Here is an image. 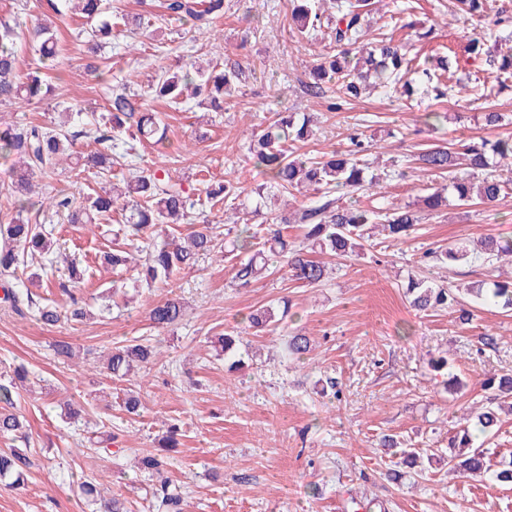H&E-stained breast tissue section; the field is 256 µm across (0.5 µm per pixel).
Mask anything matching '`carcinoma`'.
Instances as JSON below:
<instances>
[{"instance_id":"1","label":"carcinoma","mask_w":512,"mask_h":512,"mask_svg":"<svg viewBox=\"0 0 512 512\" xmlns=\"http://www.w3.org/2000/svg\"><path fill=\"white\" fill-rule=\"evenodd\" d=\"M293 4L292 20L296 23L297 35L309 39L322 27H331V37L343 48L340 55L330 61L313 64L311 82L306 86L307 94L320 98L324 95V83L336 81L338 98L344 102L360 97L362 87L370 77L384 87L394 82H403L404 93L413 94L410 81L403 76L411 71L420 73L427 80L451 79L460 70L471 71L475 63L484 59L496 67L498 90L512 86V46L498 47L494 51L483 50L484 42L469 37L461 42L459 49H448L438 57L436 66L428 62H415L408 57L406 44L395 38L398 18L390 16L386 26L390 34L369 42L359 50L357 57L349 56V47L359 43L364 33L365 14L361 3L343 4V0H290ZM77 4L93 37L106 36L112 32L108 0H60L50 4L56 15ZM462 18L489 19L497 25L502 22L500 12L494 10L489 0H457ZM224 9V0H168L166 10L169 19L190 20L195 28L205 34L211 31L214 19ZM32 29L39 38L36 51L42 62L47 63L57 55L54 21L38 19ZM15 27L0 25V99L30 101L44 98L52 93V87L40 75H28L22 80L18 75L19 60L14 50ZM239 80L236 70H221L219 65L199 66L177 71L165 70L151 86L155 96L163 98L172 106L189 99L197 100L201 106L212 100ZM140 94L130 91L128 84L112 92L109 98V116L103 125L86 131L81 113H66L67 120L52 128L41 124L17 125L0 122V152L14 159L12 177L14 186L20 191L32 187V179L40 174L54 172L60 156L72 147L80 136L89 137L99 145L90 155L93 165L103 171H111L112 139L127 131L126 124L136 125L134 135L141 140L158 145L166 140L162 121L154 115H142ZM314 133L313 119L309 113L284 112L272 121L264 132L253 140L249 148L250 159L255 166L268 175L269 188L278 193L293 189L310 191L317 199L295 209L290 215L281 217V224H296L302 229L299 243L288 242L280 224H269L258 230L244 226L233 249L239 262L235 266L233 279L239 286L272 276L280 271L277 264L288 268L291 277L307 286H316L326 275L324 265L313 258L320 250L338 259L359 256L365 247L370 226L379 225L387 237L400 241L410 235L420 217L410 206L364 208L345 205L333 197V189L358 190L365 186L367 163L360 158L364 147L359 140L354 148L346 151L334 150L329 158L315 160L302 157L294 151V142L303 141ZM419 161L429 171L448 174V188L460 204L479 201L493 203L512 190V137L496 140L482 139L453 151L446 147H434L419 155ZM465 165L469 173L457 175L459 166ZM135 193L143 202L136 205L124 225L125 234L141 240L147 232L161 224H180L188 217L187 196L181 184L168 175L146 170L126 183V191L114 193L102 191L89 199L88 205L79 215L71 218L74 224H98L106 220L116 208L119 199ZM206 199L234 200L237 187L226 181L209 184L205 188ZM52 233L42 224L20 216L8 223L0 224V277L15 276L20 267L28 266L35 256L45 257L51 252ZM224 253V242L208 226L193 231L188 242L182 244L173 238L154 241L145 250L142 258H135L127 251L114 249L103 255V264L117 270L132 268L137 271V281L152 286L166 282L171 275L191 268L202 257ZM480 253L490 259L500 260L512 256V240L493 237L481 239ZM425 255L435 258L443 266H452L467 261L473 252L469 245L450 244L444 248L430 250ZM467 294L477 301L493 304L505 313L512 312V282L482 281L467 289ZM406 298L410 306L420 311L448 309L458 313V318L470 320V303L460 294L442 285L426 281L422 277L409 276ZM4 302L15 314L34 316L38 321L53 325L60 319L56 306L46 303L28 288H7ZM184 305L178 298H170L155 305L149 318L156 328H169L179 324L184 317ZM249 326L265 329L278 323L275 313L268 308L246 316ZM290 354L301 359L311 351L307 336L296 334L288 340ZM157 356L156 347L135 342L113 348L107 355L105 369L113 379L121 381L141 365L150 364ZM29 382V373L18 366L13 370L9 385H0V435L24 434L26 420L14 408L9 398V387L16 383ZM485 388L494 393L489 405L480 408L476 416V427L484 434H494L499 429L500 411L508 408L512 412V376H503L495 382H485ZM32 466L29 457L16 450L0 452V482L11 487L24 485V472ZM449 469L465 478L474 480H496L512 482V457H503L496 463L487 458L483 448L471 447V435L462 428L448 443ZM155 509L158 512H179L180 497L168 492L167 481H162L154 492Z\"/></svg>"}]
</instances>
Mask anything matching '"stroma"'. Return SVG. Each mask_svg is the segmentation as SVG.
Wrapping results in <instances>:
<instances>
[{
    "label": "stroma",
    "mask_w": 512,
    "mask_h": 512,
    "mask_svg": "<svg viewBox=\"0 0 512 512\" xmlns=\"http://www.w3.org/2000/svg\"><path fill=\"white\" fill-rule=\"evenodd\" d=\"M163 2L111 0L112 9L146 22L133 31L115 25L95 47L78 35L79 14L56 20L53 96L0 102V120L57 122L78 104L86 123L94 124L110 89L131 82L145 110L166 125L167 140L161 147L138 146L124 163L132 172L169 170L196 199L187 223L157 230L183 238L195 224L213 225L220 234L235 225L270 224L303 204L298 194L259 198L256 191L268 178L246 156L253 136L278 113L311 112L315 135L298 143V153L316 157L344 150L351 134L362 133L368 171L381 180L355 192V199L384 208L410 203L421 221L403 241L377 235L351 261L326 258L327 275L314 288L284 271L236 287L237 259L229 251L200 259L171 285L139 288L135 272L115 273L101 263L103 252L130 247L121 214L90 229L42 205L44 197L64 191L80 206L87 195L111 185V177L85 161L95 150L93 141L77 139L73 160L51 176L34 178L28 214L53 226L54 255L83 269L76 294L86 304L106 288L124 298L94 319L76 321L65 315L69 297L57 278L42 280L37 294L63 313L53 325L19 317L0 302V372L24 366L42 388L14 398L28 422V439L0 438V451L19 449L33 462L23 488L0 486V512H93L80 485L94 481L125 497L132 512H150L159 482L135 462L155 451L172 424L180 427V445L164 474L182 496L183 512H512V488L449 473L445 457L450 438L483 403L485 379L512 373V315L486 304L463 325L453 313L413 310L402 294L415 271L453 289L512 277V263L489 264L478 256L445 269L423 265L424 251L438 245L473 244L488 235L512 239V194L489 205L431 211L421 196L448 178L412 162L434 144L456 148L472 139L512 135V91L487 97L482 83L472 81L440 102L423 91L409 99L397 88L341 104L330 90L313 98L305 89L310 69L337 47L323 36L295 37L289 0H224L211 36L192 23L168 21ZM389 15L430 28L427 39L405 37L410 53L420 57L460 38L449 0H376L367 19L369 38L377 37ZM212 60L242 72L222 108L204 112L189 102L175 109L151 92L162 70ZM489 109L502 114L500 127H484L481 114ZM431 111L447 113V121L431 124ZM224 180L240 187L239 197L208 203L205 182ZM174 297L185 304L184 319L155 328L150 308ZM261 307L283 312L275 332L258 333L246 323V315ZM295 333L312 343L300 361L286 348ZM225 334L238 339L241 364L234 370L214 349L215 338ZM487 334L495 336L496 347L481 344ZM142 339L157 346L158 360L128 383L113 382L104 355ZM60 341L72 345L74 359L55 355ZM440 356L448 368L438 372L428 361ZM450 376L462 381L460 391L446 390ZM129 388L141 400L136 416L123 408ZM68 400L82 407L80 418H65ZM385 434L396 447L380 446Z\"/></svg>",
    "instance_id": "obj_1"
}]
</instances>
